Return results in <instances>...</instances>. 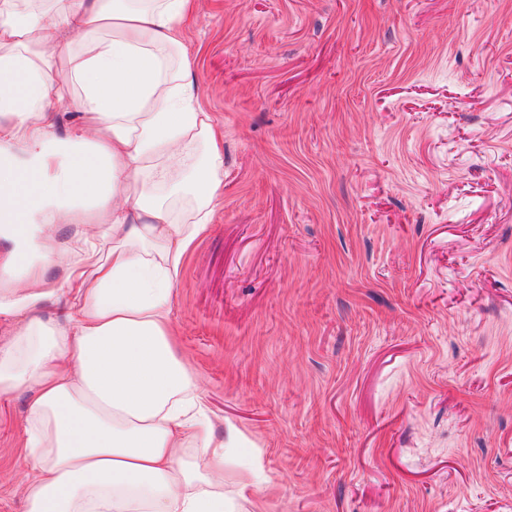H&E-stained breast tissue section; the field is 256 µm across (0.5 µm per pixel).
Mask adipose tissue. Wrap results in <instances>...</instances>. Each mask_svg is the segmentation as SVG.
<instances>
[{
  "instance_id": "ef3b65f1",
  "label": "adipose tissue",
  "mask_w": 512,
  "mask_h": 512,
  "mask_svg": "<svg viewBox=\"0 0 512 512\" xmlns=\"http://www.w3.org/2000/svg\"><path fill=\"white\" fill-rule=\"evenodd\" d=\"M196 7L0 0V320L17 324L0 398L34 394L25 512H228L247 439L215 434L171 318L223 196L224 132L186 39ZM61 292L70 312L37 318Z\"/></svg>"
}]
</instances>
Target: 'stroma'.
<instances>
[{
  "label": "stroma",
  "instance_id": "stroma-1",
  "mask_svg": "<svg viewBox=\"0 0 512 512\" xmlns=\"http://www.w3.org/2000/svg\"><path fill=\"white\" fill-rule=\"evenodd\" d=\"M197 2L224 194L172 319L263 455L235 512H512V0Z\"/></svg>",
  "mask_w": 512,
  "mask_h": 512
}]
</instances>
